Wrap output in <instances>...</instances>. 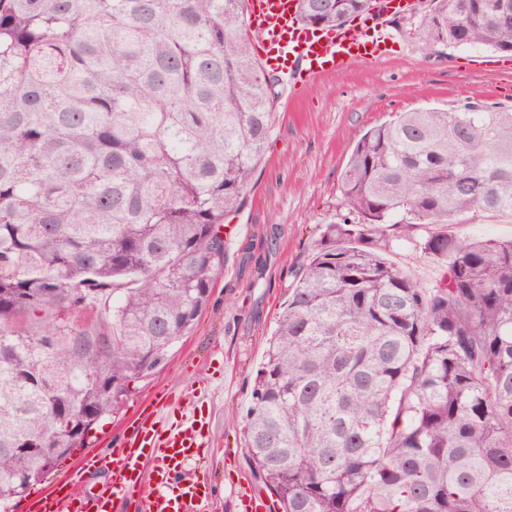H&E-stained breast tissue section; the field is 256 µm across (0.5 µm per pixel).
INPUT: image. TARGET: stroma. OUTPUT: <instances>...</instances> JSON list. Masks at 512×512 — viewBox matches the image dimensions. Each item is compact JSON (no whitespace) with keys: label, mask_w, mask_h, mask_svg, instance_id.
Masks as SVG:
<instances>
[{"label":"stroma","mask_w":512,"mask_h":512,"mask_svg":"<svg viewBox=\"0 0 512 512\" xmlns=\"http://www.w3.org/2000/svg\"><path fill=\"white\" fill-rule=\"evenodd\" d=\"M431 0L416 13L390 20L384 57L355 61L320 78L291 106L275 101L273 131L245 205L224 226L227 247L210 301L192 331L152 376L131 382L115 409L90 431L86 447L106 451L128 431L136 413L174 399L177 413L209 408L204 457L191 468L212 488L210 512H238L243 490L270 496L252 462L245 437L255 373L281 307L324 224H339L349 210L341 176L356 143L397 113L450 110L465 103L512 108V69L481 45L427 56L415 28ZM477 238H512V217L476 211L456 225ZM386 257L426 287L441 266L413 244L391 239Z\"/></svg>","instance_id":"obj_1"}]
</instances>
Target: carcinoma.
Returning a JSON list of instances; mask_svg holds the SVG:
<instances>
[{
    "label": "carcinoma",
    "mask_w": 512,
    "mask_h": 512,
    "mask_svg": "<svg viewBox=\"0 0 512 512\" xmlns=\"http://www.w3.org/2000/svg\"><path fill=\"white\" fill-rule=\"evenodd\" d=\"M297 2L331 28L372 0ZM504 3L433 0L424 51L512 52ZM281 86L246 0H0V506L192 330ZM341 189L362 222L322 225L254 377L259 474L281 512H512V240L448 230L512 216V111L402 112ZM389 227L433 287L383 256Z\"/></svg>",
    "instance_id": "cac0c4a2"
}]
</instances>
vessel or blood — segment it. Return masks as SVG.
<instances>
[{
  "label": "vessel or blood",
  "instance_id": "1",
  "mask_svg": "<svg viewBox=\"0 0 512 512\" xmlns=\"http://www.w3.org/2000/svg\"><path fill=\"white\" fill-rule=\"evenodd\" d=\"M249 11L262 61L293 87L315 83L352 62L379 58L389 39L384 29L374 27L313 29L299 21L296 0H250ZM205 425L200 413L179 418L154 411L138 420L131 435L121 436L111 452L81 458V470H110L101 493L85 496L69 483H57L37 492L31 512H112L116 500L131 497L138 499L139 512H195L209 499L210 487L207 480L184 476L183 469L199 457ZM147 481L154 487L148 496L142 493Z\"/></svg>",
  "mask_w": 512,
  "mask_h": 512
}]
</instances>
